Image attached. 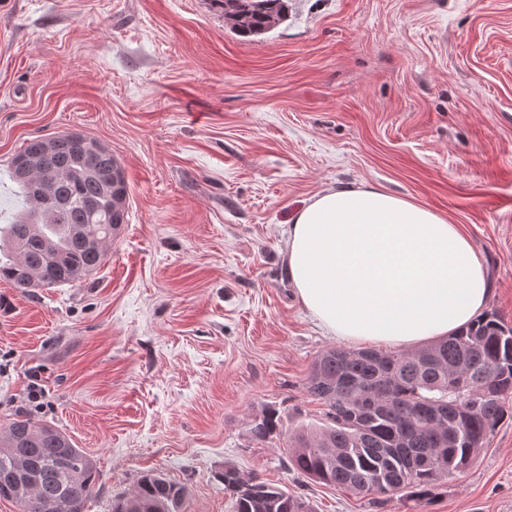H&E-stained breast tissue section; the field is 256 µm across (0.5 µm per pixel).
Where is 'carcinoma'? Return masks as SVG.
Returning <instances> with one entry per match:
<instances>
[{"label": "carcinoma", "mask_w": 512, "mask_h": 512, "mask_svg": "<svg viewBox=\"0 0 512 512\" xmlns=\"http://www.w3.org/2000/svg\"><path fill=\"white\" fill-rule=\"evenodd\" d=\"M244 37L285 17V0H210ZM13 180L27 209L0 239V279L29 288L76 282L96 271L125 223L128 186L112 151L71 131L36 137L13 158ZM306 390L328 407L320 427L289 436L290 470L357 494L406 492L427 505L440 480L469 468L512 399V327L485 313L466 329L414 352L331 348L319 353ZM269 412L254 422L259 440L276 435ZM95 460L64 432L17 414L0 436V499L19 512H49L61 496L76 512L98 481ZM234 512H307L281 486L245 480L227 464L216 475ZM184 489L150 470L111 512H181Z\"/></svg>", "instance_id": "carcinoma-1"}]
</instances>
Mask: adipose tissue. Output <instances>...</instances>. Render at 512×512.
<instances>
[{"label":"adipose tissue","mask_w":512,"mask_h":512,"mask_svg":"<svg viewBox=\"0 0 512 512\" xmlns=\"http://www.w3.org/2000/svg\"><path fill=\"white\" fill-rule=\"evenodd\" d=\"M286 247L300 302L346 340L427 342L468 326L492 295L459 225L373 185L313 196L293 214Z\"/></svg>","instance_id":"obj_1"}]
</instances>
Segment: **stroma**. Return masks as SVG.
Here are the masks:
<instances>
[{
    "label": "stroma",
    "instance_id": "1",
    "mask_svg": "<svg viewBox=\"0 0 512 512\" xmlns=\"http://www.w3.org/2000/svg\"><path fill=\"white\" fill-rule=\"evenodd\" d=\"M237 35L209 0H0V227L21 206L12 157L79 131L122 164L126 222L86 278L0 281V430L31 371L45 421L95 458L87 512L148 470L183 512H233L216 474L288 488L312 512H512V406L426 508L379 505L287 471V435L321 423L327 333L288 275L292 214L366 183L460 225L512 326V0H288ZM279 433L255 440L267 411Z\"/></svg>",
    "mask_w": 512,
    "mask_h": 512
}]
</instances>
